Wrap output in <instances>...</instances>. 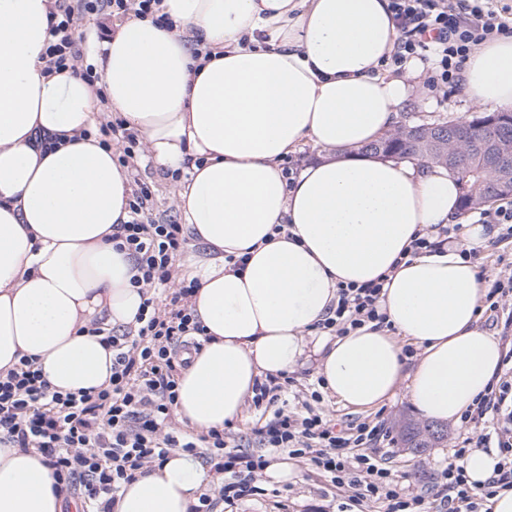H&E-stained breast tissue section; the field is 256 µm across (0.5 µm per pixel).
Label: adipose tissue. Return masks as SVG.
<instances>
[{"instance_id":"1","label":"adipose tissue","mask_w":512,"mask_h":512,"mask_svg":"<svg viewBox=\"0 0 512 512\" xmlns=\"http://www.w3.org/2000/svg\"><path fill=\"white\" fill-rule=\"evenodd\" d=\"M389 3L162 0L173 28L124 21L95 57V88L69 70L45 73L51 0H0V371L28 356L52 390L100 387L112 374L103 332L136 322L133 263L107 240L129 219L131 188L93 132L105 109L158 168L182 173V220L213 254L181 263L199 282L189 308L203 333L178 378V422L223 428L255 381L310 361L353 410L402 386L426 418L460 419L503 356L478 323V270L460 255L493 231L472 224L462 241L398 260L459 208L445 167L357 153L410 99L385 71L397 39ZM199 44L208 57L195 56ZM461 80L472 105L512 108V36L475 51ZM308 143L319 159L286 176L282 161ZM380 275L387 326L318 331L338 282ZM216 481L173 453L123 483L114 512H190ZM55 483L37 451L0 447V512H60Z\"/></svg>"}]
</instances>
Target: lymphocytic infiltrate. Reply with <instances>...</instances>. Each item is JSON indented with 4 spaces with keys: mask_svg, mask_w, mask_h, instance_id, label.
<instances>
[{
    "mask_svg": "<svg viewBox=\"0 0 512 512\" xmlns=\"http://www.w3.org/2000/svg\"><path fill=\"white\" fill-rule=\"evenodd\" d=\"M161 0H55L43 57L48 70H72L88 83L100 79L84 64L77 24L85 15L108 13L156 18ZM398 30L390 64L405 74L408 60H418L423 84L432 92L461 87L460 73L469 56L484 44L512 35V5L502 0H390ZM147 186L128 200L130 218L112 227V241L134 264L132 284L144 291L137 327L105 336L112 350L107 386L60 393L51 390L33 359L22 357L0 373V446L34 449L58 485L79 491L86 512H112L123 482L144 465L171 451L192 453L213 464L228 479L218 498L202 495L197 512H215L217 503L233 504L257 491L255 481L267 466L264 455L230 446L234 436L223 429L192 435L173 421L177 381L200 348L202 328L190 312L197 281H184L178 258L184 249L183 227L159 224L149 205ZM383 279L339 285L332 315L322 331L343 336L371 322L384 323L380 311ZM164 292V304L155 295ZM512 294V264L502 269L487 292L481 313L512 328L505 299ZM279 378L256 382L255 409L273 408L272 419L258 430L259 443L272 451L302 459L348 495L349 512H483L500 490L512 489V348L501 361V373L461 417L471 425L456 442L440 473L436 492L415 491L372 449L388 437L384 418L341 426L326 413L323 395L312 391L303 412L276 407ZM496 446L497 462L481 487L469 482L463 459L474 448Z\"/></svg>",
    "mask_w": 512,
    "mask_h": 512,
    "instance_id": "1",
    "label": "lymphocytic infiltrate"
}]
</instances>
